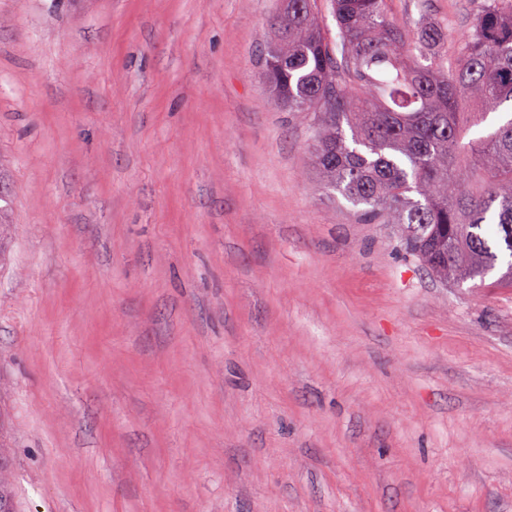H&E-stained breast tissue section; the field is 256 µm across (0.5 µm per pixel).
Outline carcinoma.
Masks as SVG:
<instances>
[{
	"label": "carcinoma",
	"mask_w": 512,
	"mask_h": 512,
	"mask_svg": "<svg viewBox=\"0 0 512 512\" xmlns=\"http://www.w3.org/2000/svg\"><path fill=\"white\" fill-rule=\"evenodd\" d=\"M285 0L260 73L275 102L312 115L319 189L391 224L439 280L512 283V0H484L448 53L445 28L402 25L388 0ZM502 118L478 137L468 131Z\"/></svg>",
	"instance_id": "obj_1"
}]
</instances>
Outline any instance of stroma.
<instances>
[{"label":"stroma","instance_id":"35a3bbf8","mask_svg":"<svg viewBox=\"0 0 512 512\" xmlns=\"http://www.w3.org/2000/svg\"><path fill=\"white\" fill-rule=\"evenodd\" d=\"M283 0H0L18 512H512V286L318 190ZM469 33L477 0H389Z\"/></svg>","mask_w":512,"mask_h":512}]
</instances>
